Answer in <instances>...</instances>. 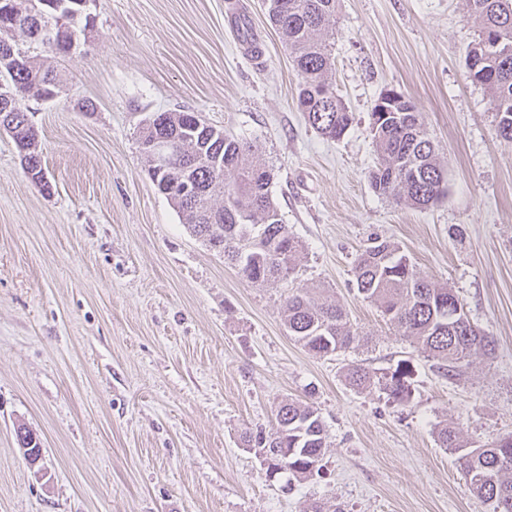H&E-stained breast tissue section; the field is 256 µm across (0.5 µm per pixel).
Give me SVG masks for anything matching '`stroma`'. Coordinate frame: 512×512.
<instances>
[{"label":"stroma","mask_w":512,"mask_h":512,"mask_svg":"<svg viewBox=\"0 0 512 512\" xmlns=\"http://www.w3.org/2000/svg\"><path fill=\"white\" fill-rule=\"evenodd\" d=\"M238 3L264 63L238 53L226 0H88L85 41L54 60L57 96L26 100L49 190L0 131V512H494L437 438L447 423L479 445L512 434V143L466 74L478 22L465 0H339L333 78L354 122L336 141L299 110L263 0ZM387 89L416 104L447 170L429 207L369 185V114ZM177 109L257 148L304 245L290 280L247 281L156 191L139 128ZM375 237L448 285L494 353L451 379L386 322L354 285ZM318 287L357 335L326 357L285 325V298ZM356 363L405 368L409 399L351 387ZM285 400L325 427L304 481L267 477L242 441L272 431Z\"/></svg>","instance_id":"obj_1"}]
</instances>
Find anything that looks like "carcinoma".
<instances>
[{"label":"carcinoma","mask_w":512,"mask_h":512,"mask_svg":"<svg viewBox=\"0 0 512 512\" xmlns=\"http://www.w3.org/2000/svg\"><path fill=\"white\" fill-rule=\"evenodd\" d=\"M268 17L293 55L300 78L298 103L308 122L321 134L341 139L353 122V113L335 91L334 57L329 29L336 17L337 0H266ZM12 18L0 17V38L19 34L51 55L69 53L72 41L87 29V18L66 14V31L49 27V18L29 12L22 0H13ZM467 11L479 22L478 36L464 51L468 78L483 86L494 102L497 133L512 142V65L502 68L492 42L512 49V0H467ZM54 66L26 57L14 69L0 71V84L16 91L19 103L0 107V128L26 148L22 160L35 185L47 189L41 159L36 153V130L25 105V96L43 98L58 89ZM332 90L329 98L321 97ZM197 113L174 110L154 113L142 125L139 142L174 137L182 142V158L164 169L147 158L148 175L158 193L170 191L167 200L184 223L208 245L224 252L252 283L275 285L291 278L303 252L299 240L288 232L270 186L272 173L255 154L253 146L224 131L196 122ZM370 133L379 162L369 172V183L378 195L413 207L438 202L446 192V171L428 136L421 113L373 111ZM205 188L195 201L178 196L185 179ZM358 293L375 303L402 335L410 338L436 360L448 378L460 375L470 359L487 355L493 342L474 324L461 321L463 309L452 289L421 276L410 259L393 242L375 237L358 255L354 266ZM289 335L315 356H329L350 347L356 339L343 307L320 293L291 295L286 300ZM355 388L374 384L367 368L353 365L345 374ZM380 389L403 401L409 386L398 372L384 377ZM244 442L263 457L266 474L289 472L305 479L310 465L324 454L325 430L317 409L295 401L283 403L276 431L270 435L245 433ZM441 447L458 455L471 490L495 503L498 512H512V444L494 442L474 446L456 427L438 430Z\"/></svg>","instance_id":"carcinoma-1"}]
</instances>
